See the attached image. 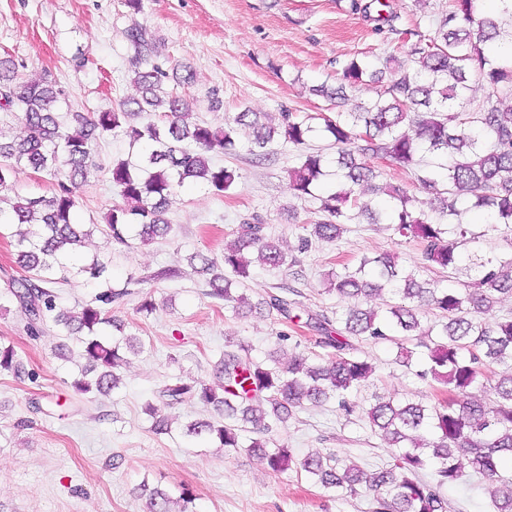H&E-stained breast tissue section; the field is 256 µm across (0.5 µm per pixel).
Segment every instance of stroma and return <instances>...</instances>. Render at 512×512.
Returning <instances> with one entry per match:
<instances>
[{"label":"stroma","mask_w":512,"mask_h":512,"mask_svg":"<svg viewBox=\"0 0 512 512\" xmlns=\"http://www.w3.org/2000/svg\"><path fill=\"white\" fill-rule=\"evenodd\" d=\"M431 0H389L397 13L396 33L379 30L377 21L353 10L351 0H143L130 14L124 0H0V59H13L24 79L49 78L65 91L72 111L118 107L136 95L133 53L125 39L132 22L145 26L165 70L187 65L195 74L188 93L199 120L215 126L243 108L297 117L356 111L376 97L379 85L349 90L342 107L316 95L314 88L342 81L339 64L352 57L382 67L393 52H405L418 36L432 34ZM221 100L213 109V100ZM127 139L108 135L95 150L96 170L87 181L71 184L76 221L102 223L116 202L110 182L113 161L130 156ZM298 152L280 145L271 159L247 150L216 155L218 166L235 169L236 188L218 195L207 186L176 188L167 212L171 234L148 245L126 246L98 232L88 252L108 260L111 284L128 295L108 307L136 336L141 349L129 356L122 383L107 395L77 393L72 382L84 360L79 345L54 325L31 336L5 286L21 277L15 262V226L0 229V344L13 347L18 370H0V512H145L142 488H159L171 497L188 490L197 512H369L372 494L341 499L306 476L273 473L265 461L246 453H227L210 441L185 436L189 422L220 420L213 408L194 400L164 405L159 392L170 378L222 384L214 366L227 341L248 343L251 355L268 360L278 332L288 331L274 314H234L211 298L207 277L195 274L188 254L202 250L223 259L239 224L259 217L266 236L294 247L304 222L316 219L318 200L294 196L288 171ZM391 253L409 269L422 266L418 240L393 235L382 224H351L334 242L313 241L301 256L300 273L252 264L238 290L258 301L275 286L298 291L306 310L335 316L345 303L325 290L324 278L335 264L356 255ZM181 274L156 278L163 267ZM135 284H128V277ZM156 306L138 313L143 298ZM66 353H59V346ZM376 372L352 401L353 412L330 403L306 406L278 426L271 437L295 458L334 451L365 469L383 464L389 450L361 415L374 396L432 398L436 389L414 371L394 364L387 343L357 341ZM157 405L171 426L154 432L147 404ZM449 512H488L489 496L476 477L443 489Z\"/></svg>","instance_id":"35a3bbf8"}]
</instances>
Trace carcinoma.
Instances as JSON below:
<instances>
[{"label":"carcinoma","instance_id":"1","mask_svg":"<svg viewBox=\"0 0 512 512\" xmlns=\"http://www.w3.org/2000/svg\"><path fill=\"white\" fill-rule=\"evenodd\" d=\"M484 0H448L434 14L433 36L418 40L406 58L391 55L386 64L397 78L356 112H338L298 120L282 114L281 128L267 125L261 113L244 109L224 126L214 128L194 119L192 101L185 94L166 89L194 83V73L170 75L151 63L156 46L148 30L137 22L125 30L134 52L131 82L138 95L124 99L119 108L87 114L58 116L64 90L46 78L18 80L9 75V61L0 60V111L16 112L26 135L3 140L0 134V212L7 224L36 226L19 234L16 263L27 276L9 283V293L19 305L30 334L42 333L52 322L78 342L86 365L73 382L82 394H105L115 389L120 377L115 369L124 362L121 349L135 351L133 337L108 341L101 327L123 325L107 316L106 306L127 294L113 288L107 263L94 257L79 265L71 261L98 225L84 230L75 222L77 204L67 182L87 180L95 168L98 141L121 133L130 147L147 150L133 158L117 160L110 168L112 187L121 202L105 217L106 236L119 243L135 237L143 244L166 238L172 225L165 218L170 196L187 181H198L226 194L239 179L234 169L212 164L214 154L233 155L247 135L248 151L266 157L283 140L301 149L298 165L289 170L297 198L319 201V218L308 224L310 236L300 239L297 252L286 251L263 234L259 218L234 231L233 244L224 251V268L209 254L197 251L188 257L195 272L209 276V296L232 304L235 311L252 308L249 299L235 292L249 277V260L272 268L291 269L300 264L297 254L307 251L312 239L333 242L346 225L365 220L385 224L400 237L424 244L423 260L429 271L460 270L458 248L493 232L512 245V55L489 57L490 45L512 44V11L500 17L483 7ZM354 10L370 13L395 30V17L382 14L388 4H360ZM344 83L322 84L316 94L329 100L345 99L346 88L366 80L380 81L383 70L358 58L342 64ZM486 90L471 106L474 86ZM163 114L135 126V114ZM319 132L336 148L328 160L320 150L303 146ZM383 158L399 168H414L420 189L429 195L427 208L403 185L378 184L381 176L374 159ZM23 164L36 173L58 179L49 198L6 196L15 167ZM328 181L324 194L315 190ZM472 210L485 216V227L476 231L462 215ZM478 275L460 288L441 287L414 270L399 266L390 253L361 256L343 262L328 273V291L347 300L343 312L331 320L324 314L308 317L306 324L321 335L319 344L333 349L324 362L309 363L295 354L282 365L271 357L268 365L253 359L243 341L228 342L230 349L217 370L224 377L218 390L203 381L188 383L176 377L166 383L160 397L173 405L195 399L224 410L226 422L202 419L187 426V434L206 437L219 447L260 456L275 473H303L343 499L366 492L376 495L383 512H447L441 489L476 476L491 500V512H512V317L496 318L493 309L503 297L512 298V257H470ZM82 276L103 285L93 300L74 310H60L53 285ZM388 295L384 309L365 308L373 296ZM296 305L288 297L269 293L257 306L285 318ZM425 308L442 318L420 330L419 315ZM340 328H333V322ZM396 345L394 362L409 368L413 348H421L422 368L415 375L437 384L439 395L428 403L411 398L380 396L363 411L364 419L390 449L387 465L364 470L348 464L334 452H312L297 460L287 446L255 439L243 446L240 431L250 427L269 434L306 405L337 403L350 413V397L363 389L376 366L357 354L350 338ZM433 467L429 480L421 472ZM171 497L158 488L149 492L147 512H173Z\"/></svg>","mask_w":512,"mask_h":512}]
</instances>
